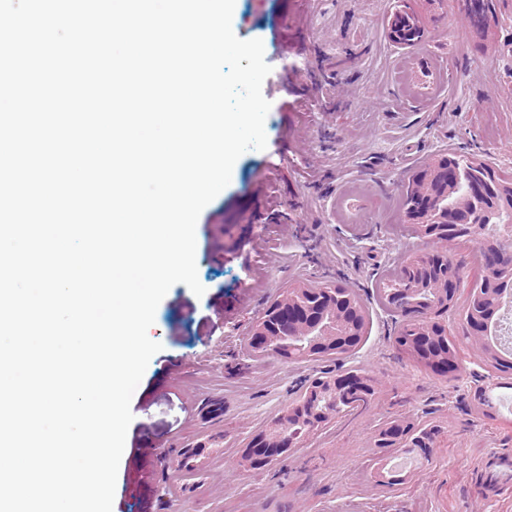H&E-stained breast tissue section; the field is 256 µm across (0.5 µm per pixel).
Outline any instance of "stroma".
<instances>
[{
    "label": "stroma",
    "instance_id": "obj_1",
    "mask_svg": "<svg viewBox=\"0 0 512 512\" xmlns=\"http://www.w3.org/2000/svg\"><path fill=\"white\" fill-rule=\"evenodd\" d=\"M493 3L480 38L462 0H415L425 35L398 48L387 35L396 0H237L235 35L261 39L272 68L267 146L237 159L199 217L204 295L177 284L157 307L149 336L162 349L132 396L128 431L131 454L153 467L137 479L120 463L113 512H229L234 501L248 512H512V390L485 417L474 395L492 365L466 344L456 378L434 375L397 349L374 296L380 275L429 248L404 206L424 162L451 150L512 170V0ZM425 51L445 84L413 100L401 75ZM345 193L363 204L352 222L336 206ZM327 282L366 305L355 350L338 362L249 355L251 323L269 302ZM337 363L376 379L371 407L336 416L267 469L241 467L248 437ZM397 419L441 433L428 451L387 458L405 477L392 490L368 460ZM201 445L203 470L182 471V452Z\"/></svg>",
    "mask_w": 512,
    "mask_h": 512
}]
</instances>
